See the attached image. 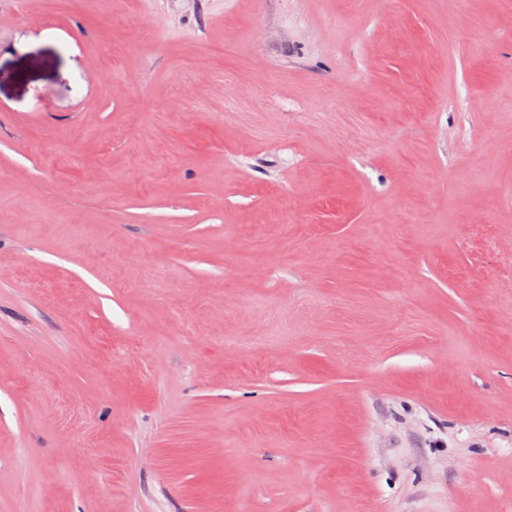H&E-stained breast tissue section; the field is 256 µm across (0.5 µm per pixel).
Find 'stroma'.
Returning a JSON list of instances; mask_svg holds the SVG:
<instances>
[{
  "label": "stroma",
  "instance_id": "1",
  "mask_svg": "<svg viewBox=\"0 0 512 512\" xmlns=\"http://www.w3.org/2000/svg\"><path fill=\"white\" fill-rule=\"evenodd\" d=\"M0 512H512V0H0Z\"/></svg>",
  "mask_w": 512,
  "mask_h": 512
}]
</instances>
